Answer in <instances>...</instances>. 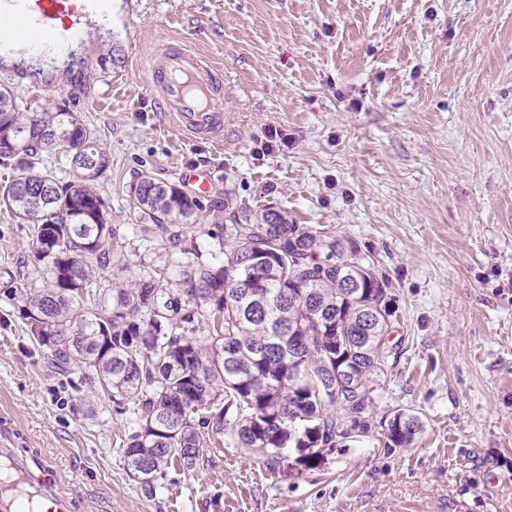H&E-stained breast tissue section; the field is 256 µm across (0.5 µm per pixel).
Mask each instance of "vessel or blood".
Segmentation results:
<instances>
[{
  "label": "vessel or blood",
  "instance_id": "vessel-or-blood-1",
  "mask_svg": "<svg viewBox=\"0 0 512 512\" xmlns=\"http://www.w3.org/2000/svg\"><path fill=\"white\" fill-rule=\"evenodd\" d=\"M111 0H0V53L20 58L68 53L84 25ZM163 112L186 135L213 140L227 107L217 68L189 47L164 44L146 72ZM0 512H71V501L35 460L0 447Z\"/></svg>",
  "mask_w": 512,
  "mask_h": 512
}]
</instances>
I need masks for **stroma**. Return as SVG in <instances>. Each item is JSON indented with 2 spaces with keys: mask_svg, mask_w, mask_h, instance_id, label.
<instances>
[{
  "mask_svg": "<svg viewBox=\"0 0 512 512\" xmlns=\"http://www.w3.org/2000/svg\"><path fill=\"white\" fill-rule=\"evenodd\" d=\"M173 39L224 74L233 118L194 140L162 113L145 70ZM94 67L27 73V111L80 113L108 153L95 188L122 266L181 279L162 232L130 204L143 172L197 196L195 238L277 206L329 225L389 278L396 364L374 384L361 442L317 471L271 473L240 448L171 468L154 494L127 475L128 417L29 336L0 277V444L40 461L73 512H512V0H112ZM288 137L268 152V130ZM201 168L209 191L183 177ZM30 225L0 206V270L44 280ZM415 410V447L379 421Z\"/></svg>",
  "mask_w": 512,
  "mask_h": 512,
  "instance_id": "1",
  "label": "stroma"
}]
</instances>
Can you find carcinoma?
<instances>
[{
  "instance_id": "1",
  "label": "carcinoma",
  "mask_w": 512,
  "mask_h": 512,
  "mask_svg": "<svg viewBox=\"0 0 512 512\" xmlns=\"http://www.w3.org/2000/svg\"><path fill=\"white\" fill-rule=\"evenodd\" d=\"M47 152L68 159L72 179L36 169ZM0 160L20 171L0 204L32 225L31 263L45 281L13 299L47 363L90 377L129 414L124 463L145 493L172 464L193 470L211 446L303 474L337 440L369 433L375 377L396 358L386 339L397 310L388 278L331 228L244 210L209 233L218 251L206 257L192 237L199 202L144 172L130 187L134 208L154 220L141 232L161 230L187 271L174 287L162 275L102 276L116 236L94 182L109 156L80 113L29 116L0 86ZM380 427L391 450L410 447L424 423L397 409Z\"/></svg>"
}]
</instances>
